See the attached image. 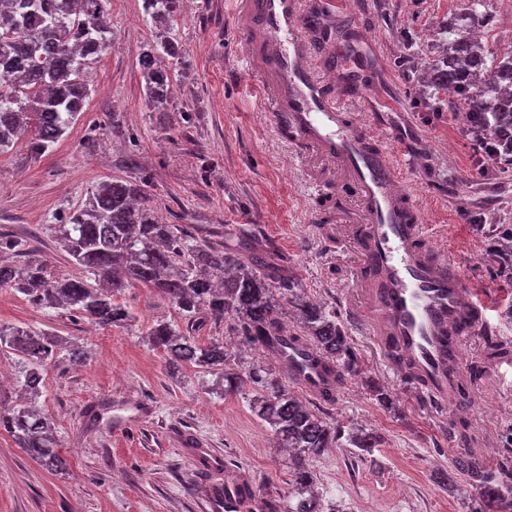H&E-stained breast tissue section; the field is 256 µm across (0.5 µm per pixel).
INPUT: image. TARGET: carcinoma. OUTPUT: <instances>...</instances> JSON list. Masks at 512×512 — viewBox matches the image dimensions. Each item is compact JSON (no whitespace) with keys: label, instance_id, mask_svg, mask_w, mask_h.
Returning <instances> with one entry per match:
<instances>
[{"label":"carcinoma","instance_id":"cac0c4a2","mask_svg":"<svg viewBox=\"0 0 512 512\" xmlns=\"http://www.w3.org/2000/svg\"><path fill=\"white\" fill-rule=\"evenodd\" d=\"M111 0H0V156L17 144L30 156L45 154L78 119L91 95L90 74L112 38ZM182 0H144L157 25H169ZM178 56L170 40L143 46L139 67L146 83L147 106H164L172 91L170 72L161 59ZM23 60L14 74L3 66ZM433 95L465 112L466 135L503 169L512 168V52L496 54L474 32L453 27L448 51L425 71ZM55 243L70 261L93 276L54 279L43 264L27 258V244L0 234V287H8L43 309L63 310L76 319L123 327L135 319L114 297L125 288L143 285L164 295L183 320L180 327L160 320L148 327L147 343L162 350L177 369L192 367L212 376L210 392L222 396L248 392L249 407L294 462L289 469L293 495L286 512H325L314 490L306 460L336 447L342 436L361 452L381 445L376 434H349L326 421L293 392L288 371L260 363L239 373L235 356L222 343L204 344L196 333L208 322L232 321L238 345L279 358L292 335L313 346L337 367L338 380L357 377L382 403L388 393L364 376L359 357L336 314L310 300L295 280L271 279L262 272L265 260L248 261L229 248L200 244L177 224H162L140 185L106 180L53 227ZM296 320L290 334L282 320L281 299ZM0 346L21 354L31 364L24 377L26 398L0 412V428L13 437L49 472L65 466L57 450L53 419L39 410V364L51 360L58 338L20 326H0ZM480 491L481 512H512V490L492 481L476 461L456 463Z\"/></svg>","mask_w":512,"mask_h":512}]
</instances>
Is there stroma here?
Instances as JSON below:
<instances>
[{"mask_svg":"<svg viewBox=\"0 0 512 512\" xmlns=\"http://www.w3.org/2000/svg\"><path fill=\"white\" fill-rule=\"evenodd\" d=\"M346 19L364 25L379 55L364 85L369 126L388 121L410 160L404 182L422 201L449 255L497 306L495 321L512 336V257L492 256L489 230L512 231V171L475 166L477 148L460 118L435 106L418 75L448 41L461 0H341ZM143 0H112V40L93 75L85 112L52 151L32 158L24 146L0 156V233L26 239L30 258L51 277L80 275L61 252L51 225L85 202L98 183L140 184L166 223L199 242L223 245L248 228L272 267L294 278L311 300L343 313L358 304L353 249L329 243L321 209L287 142L270 127L258 88L246 81L234 0H191L167 32L146 17ZM166 35L178 48L167 59L173 95L164 114L145 104L141 47ZM134 320L124 327L41 309L0 288V325L28 326L70 338L86 357L73 364L58 350L42 368L36 400L56 427L64 470L51 473L0 428V512H206L223 471L196 467L197 449L218 451L225 469L253 485L251 512L264 499H288L286 454L240 394L205 393L194 369L169 367L143 341L149 325L177 320L169 301L137 286L118 293ZM366 376L390 394L381 405L360 379L319 409L328 422L378 434L382 443L358 457L348 444L310 461L316 489L334 512H475V487L454 467L480 452L500 473L512 471V354L490 356L473 339L464 359L476 374L472 409L455 417L430 408L392 370L376 338L349 329ZM27 362L0 347V411L22 396ZM464 421L468 437L448 432Z\"/></svg>","mask_w":512,"mask_h":512,"instance_id":"35a3bbf8","label":"stroma"}]
</instances>
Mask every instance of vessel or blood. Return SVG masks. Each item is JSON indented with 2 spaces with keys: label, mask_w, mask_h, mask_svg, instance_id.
I'll list each match as a JSON object with an SVG mask.
<instances>
[{
  "label": "vessel or blood",
  "mask_w": 512,
  "mask_h": 512,
  "mask_svg": "<svg viewBox=\"0 0 512 512\" xmlns=\"http://www.w3.org/2000/svg\"><path fill=\"white\" fill-rule=\"evenodd\" d=\"M337 14L335 0H239L245 74L259 87L276 133L288 137L308 169L310 197L325 193L330 170L360 201L357 223L324 231L359 256L364 300L349 306L352 324L403 356L432 407L451 410L473 379L461 357L464 343L499 330L460 264L435 245L416 194L404 185L398 131L386 125L371 134L357 118L369 108L359 88L326 80L319 64L330 47L324 23ZM282 358L289 382L322 399L325 375L314 349L292 342ZM242 491L239 476L226 473L206 512H235Z\"/></svg>",
  "instance_id": "obj_1"
}]
</instances>
